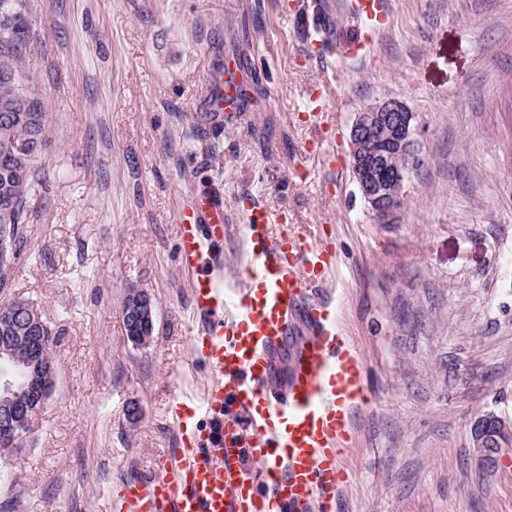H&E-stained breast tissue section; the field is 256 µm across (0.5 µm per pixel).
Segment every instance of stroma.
<instances>
[{
	"mask_svg": "<svg viewBox=\"0 0 512 512\" xmlns=\"http://www.w3.org/2000/svg\"><path fill=\"white\" fill-rule=\"evenodd\" d=\"M26 3L21 67L45 103L47 180L0 305L38 307L56 377L0 512H111L176 448L166 409L208 373L191 354L174 214L207 195L224 203L213 250L228 285L246 248L242 198L334 237L328 290L372 398L338 512H512V452L483 471L471 440L483 413L512 421V0H384L373 32L347 0ZM301 11L366 53L305 57ZM234 56L247 109L218 117L212 88ZM321 80L323 116L301 122ZM378 98L416 115L420 162L396 224L376 223L350 165L355 115ZM326 124L331 161L311 148ZM132 284L153 302L144 347L122 328Z\"/></svg>",
	"mask_w": 512,
	"mask_h": 512,
	"instance_id": "stroma-1",
	"label": "stroma"
}]
</instances>
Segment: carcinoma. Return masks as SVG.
<instances>
[{"label":"carcinoma","mask_w":512,"mask_h":512,"mask_svg":"<svg viewBox=\"0 0 512 512\" xmlns=\"http://www.w3.org/2000/svg\"><path fill=\"white\" fill-rule=\"evenodd\" d=\"M0 288L7 286L31 202L45 174L36 159L47 127L45 105L21 70L29 45L25 0H0Z\"/></svg>","instance_id":"carcinoma-1"}]
</instances>
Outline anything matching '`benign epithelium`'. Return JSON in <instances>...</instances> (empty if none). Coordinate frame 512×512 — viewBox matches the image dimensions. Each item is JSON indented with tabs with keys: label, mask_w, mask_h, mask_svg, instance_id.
<instances>
[{
	"label": "benign epithelium",
	"mask_w": 512,
	"mask_h": 512,
	"mask_svg": "<svg viewBox=\"0 0 512 512\" xmlns=\"http://www.w3.org/2000/svg\"><path fill=\"white\" fill-rule=\"evenodd\" d=\"M350 145L356 183L376 222L397 223L404 183L416 158L413 113L395 98L366 104L350 129ZM152 309V299L144 290L127 298L122 327L137 346L151 340ZM10 314L25 324L28 335L0 341V421L6 442L31 426L51 395L55 376L44 337L38 335L39 314L22 301L12 304ZM473 443L478 467L492 470L501 451L512 447V424L500 417L480 419Z\"/></svg>",
	"instance_id": "benign-epithelium-1"
}]
</instances>
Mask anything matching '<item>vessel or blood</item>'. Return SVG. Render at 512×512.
I'll return each instance as SVG.
<instances>
[{"instance_id":"1","label":"vessel or blood","mask_w":512,"mask_h":512,"mask_svg":"<svg viewBox=\"0 0 512 512\" xmlns=\"http://www.w3.org/2000/svg\"><path fill=\"white\" fill-rule=\"evenodd\" d=\"M367 28L385 14L383 0H353ZM240 61L213 93L215 112L238 111ZM247 259L233 297L210 247L224 237V207L200 197L175 217L178 266L195 312L193 358L210 375L200 402L176 401L168 418L178 446L153 474L128 480L115 512H333L347 485L352 417L367 401L366 366L343 336L335 303L303 297L332 280L334 247L322 237L267 230L268 213L245 206ZM305 309L309 335L299 345L283 393L264 390L270 349L288 333L290 315ZM212 419L199 422L200 414ZM218 447H211L212 437ZM261 467L251 477L245 461Z\"/></svg>"}]
</instances>
